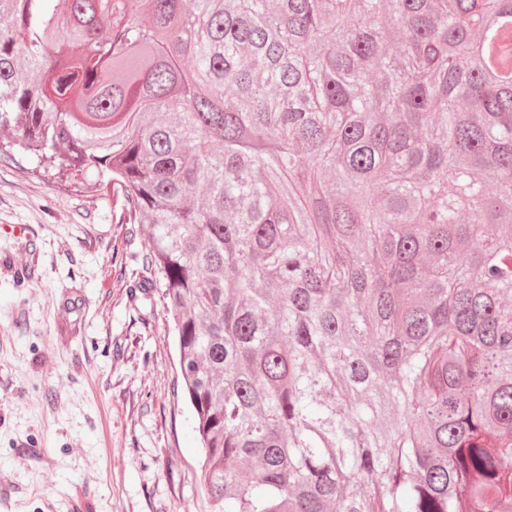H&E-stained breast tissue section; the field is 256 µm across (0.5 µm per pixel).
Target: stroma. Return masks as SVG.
<instances>
[{
    "instance_id": "obj_1",
    "label": "stroma",
    "mask_w": 512,
    "mask_h": 512,
    "mask_svg": "<svg viewBox=\"0 0 512 512\" xmlns=\"http://www.w3.org/2000/svg\"><path fill=\"white\" fill-rule=\"evenodd\" d=\"M116 214L0 161V512H207L165 311L131 292L149 230Z\"/></svg>"
}]
</instances>
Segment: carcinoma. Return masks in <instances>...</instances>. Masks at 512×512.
I'll return each instance as SVG.
<instances>
[{"mask_svg":"<svg viewBox=\"0 0 512 512\" xmlns=\"http://www.w3.org/2000/svg\"><path fill=\"white\" fill-rule=\"evenodd\" d=\"M512 0H0V129L151 234L209 512H512Z\"/></svg>","mask_w":512,"mask_h":512,"instance_id":"1","label":"carcinoma"}]
</instances>
